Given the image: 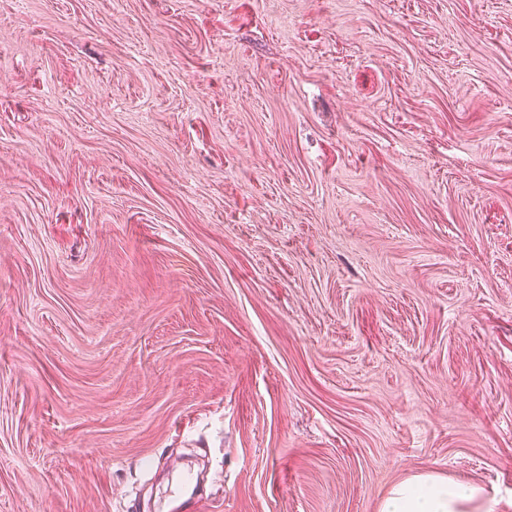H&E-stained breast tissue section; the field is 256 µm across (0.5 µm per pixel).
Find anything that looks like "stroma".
Here are the masks:
<instances>
[{
	"label": "stroma",
	"mask_w": 512,
	"mask_h": 512,
	"mask_svg": "<svg viewBox=\"0 0 512 512\" xmlns=\"http://www.w3.org/2000/svg\"><path fill=\"white\" fill-rule=\"evenodd\" d=\"M512 512V0H0V512ZM497 507L498 501L486 496L478 486L425 472L394 486L380 512H496Z\"/></svg>",
	"instance_id": "35a3bbf8"
}]
</instances>
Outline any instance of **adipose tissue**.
<instances>
[{
    "label": "adipose tissue",
    "mask_w": 512,
    "mask_h": 512,
    "mask_svg": "<svg viewBox=\"0 0 512 512\" xmlns=\"http://www.w3.org/2000/svg\"><path fill=\"white\" fill-rule=\"evenodd\" d=\"M496 499L480 487L435 472L413 475L393 487L380 512H497Z\"/></svg>",
    "instance_id": "adipose-tissue-1"
}]
</instances>
